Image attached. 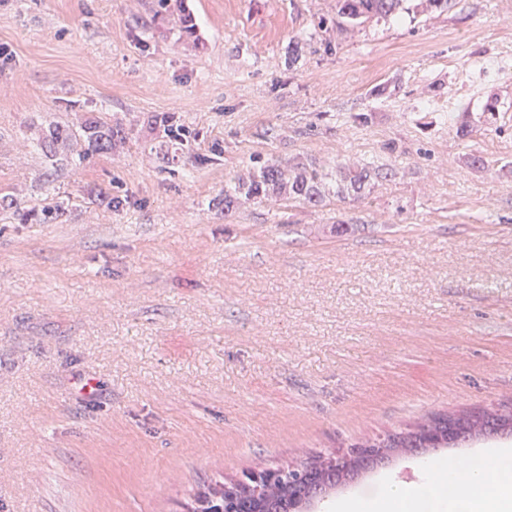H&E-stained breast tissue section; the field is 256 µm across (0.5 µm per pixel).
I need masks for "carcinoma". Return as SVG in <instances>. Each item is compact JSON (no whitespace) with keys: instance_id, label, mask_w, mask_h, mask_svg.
Instances as JSON below:
<instances>
[{"instance_id":"obj_1","label":"carcinoma","mask_w":512,"mask_h":512,"mask_svg":"<svg viewBox=\"0 0 512 512\" xmlns=\"http://www.w3.org/2000/svg\"><path fill=\"white\" fill-rule=\"evenodd\" d=\"M407 0H336V26L349 25L353 28L372 22H391L400 20L405 13ZM340 187L336 196L343 193L360 192L370 182L388 179L394 176V170L383 166H339L336 168ZM328 174L313 168L302 169L291 178H285L284 172L277 166L264 165L254 171L249 180L238 183V189L255 199L269 197L276 187L288 185V199L313 207L323 204V191ZM455 433L462 441H468L485 435L506 434L512 436V409L501 407L494 412L467 413L459 415L455 422ZM425 428H416L400 434L389 435L385 439L370 445L375 455L389 457L398 448L411 451L424 447ZM368 462L359 456L354 459L339 458L328 467L316 472L305 473L299 467L286 466L279 469L278 482L268 485L259 499H243L231 506V512H291L296 498L308 495L319 485L337 486L352 479L367 469Z\"/></svg>"}]
</instances>
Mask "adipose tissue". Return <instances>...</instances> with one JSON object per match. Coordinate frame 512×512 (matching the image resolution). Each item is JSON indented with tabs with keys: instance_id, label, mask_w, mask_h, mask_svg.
<instances>
[{
	"instance_id": "ef3b65f1",
	"label": "adipose tissue",
	"mask_w": 512,
	"mask_h": 512,
	"mask_svg": "<svg viewBox=\"0 0 512 512\" xmlns=\"http://www.w3.org/2000/svg\"><path fill=\"white\" fill-rule=\"evenodd\" d=\"M333 512H512V448L426 465L420 482H385L381 495L338 500Z\"/></svg>"
}]
</instances>
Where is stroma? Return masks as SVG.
Returning a JSON list of instances; mask_svg holds the SVG:
<instances>
[{"label": "stroma", "mask_w": 512, "mask_h": 512, "mask_svg": "<svg viewBox=\"0 0 512 512\" xmlns=\"http://www.w3.org/2000/svg\"><path fill=\"white\" fill-rule=\"evenodd\" d=\"M345 161L394 175L224 206ZM503 405L512 0L359 31L336 0H0V512H191ZM485 448L512 437L394 453L315 510ZM328 173L319 169H302L286 180L284 172L277 166L264 165L255 170L247 182H238V190L255 199H268L269 192L281 189L284 181L288 184V200H294L313 207L323 204L326 196L323 191Z\"/></svg>", "instance_id": "1"}]
</instances>
